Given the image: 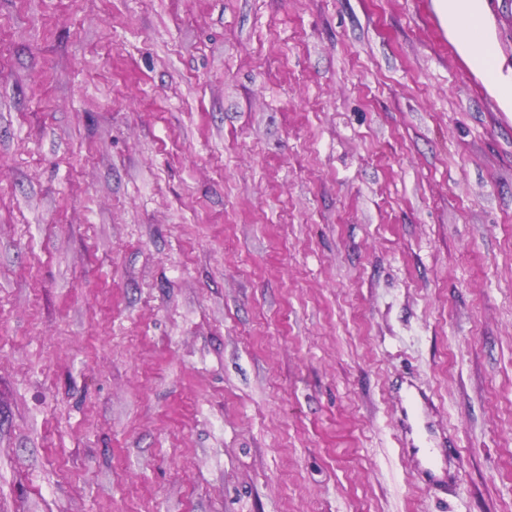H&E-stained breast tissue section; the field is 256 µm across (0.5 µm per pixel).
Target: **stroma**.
<instances>
[{
    "instance_id": "stroma-1",
    "label": "stroma",
    "mask_w": 512,
    "mask_h": 512,
    "mask_svg": "<svg viewBox=\"0 0 512 512\" xmlns=\"http://www.w3.org/2000/svg\"><path fill=\"white\" fill-rule=\"evenodd\" d=\"M0 512H512V108L433 0H0ZM426 414L425 400L412 392L406 396V405L403 408V428L399 436L400 447L411 449L419 460L420 474L429 481L438 482L446 476V461L435 446H430V439L427 444L419 440L420 432L416 423L420 417ZM441 473V474H440Z\"/></svg>"
}]
</instances>
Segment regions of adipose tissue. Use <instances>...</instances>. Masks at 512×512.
<instances>
[{"mask_svg":"<svg viewBox=\"0 0 512 512\" xmlns=\"http://www.w3.org/2000/svg\"><path fill=\"white\" fill-rule=\"evenodd\" d=\"M436 13L471 68L481 74L505 106H512V71L503 72L487 33L482 0H434Z\"/></svg>","mask_w":512,"mask_h":512,"instance_id":"adipose-tissue-1","label":"adipose tissue"}]
</instances>
